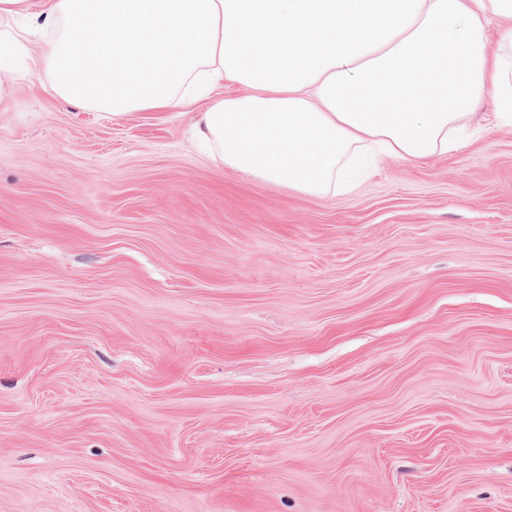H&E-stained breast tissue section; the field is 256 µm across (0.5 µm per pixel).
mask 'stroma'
Wrapping results in <instances>:
<instances>
[{"mask_svg":"<svg viewBox=\"0 0 512 512\" xmlns=\"http://www.w3.org/2000/svg\"><path fill=\"white\" fill-rule=\"evenodd\" d=\"M0 101V512H512V124L305 195L206 104Z\"/></svg>","mask_w":512,"mask_h":512,"instance_id":"stroma-1","label":"stroma"}]
</instances>
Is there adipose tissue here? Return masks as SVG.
<instances>
[{"label":"adipose tissue","mask_w":512,"mask_h":512,"mask_svg":"<svg viewBox=\"0 0 512 512\" xmlns=\"http://www.w3.org/2000/svg\"><path fill=\"white\" fill-rule=\"evenodd\" d=\"M512 0H0V98L18 55L70 102L117 117L245 91L201 113L224 165L307 195L364 152L410 162L461 146L493 96L512 112Z\"/></svg>","instance_id":"1"}]
</instances>
